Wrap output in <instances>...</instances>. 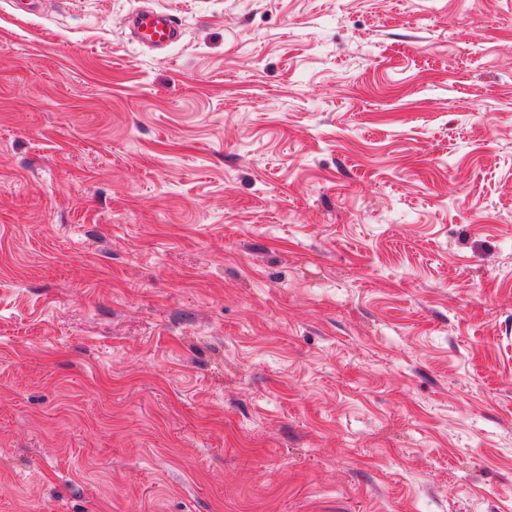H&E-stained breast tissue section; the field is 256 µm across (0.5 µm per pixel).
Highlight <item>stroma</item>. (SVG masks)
Returning <instances> with one entry per match:
<instances>
[{"label": "stroma", "mask_w": 512, "mask_h": 512, "mask_svg": "<svg viewBox=\"0 0 512 512\" xmlns=\"http://www.w3.org/2000/svg\"><path fill=\"white\" fill-rule=\"evenodd\" d=\"M0 0V512H512V0ZM123 23L132 41L159 54L166 53L183 36L176 15L148 5L140 6L126 15Z\"/></svg>", "instance_id": "1"}]
</instances>
